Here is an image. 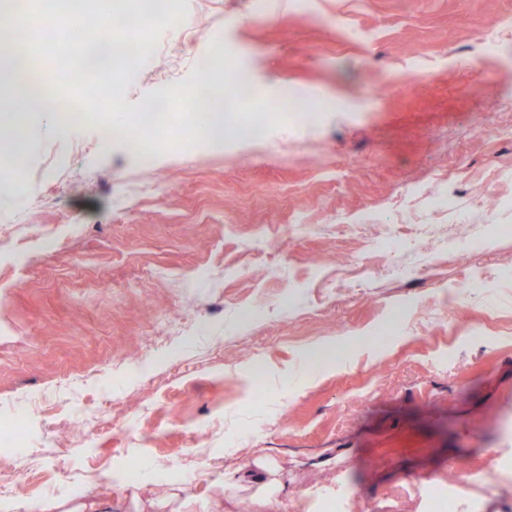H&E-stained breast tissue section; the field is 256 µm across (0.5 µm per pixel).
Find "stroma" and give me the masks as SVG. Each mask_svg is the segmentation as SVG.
Wrapping results in <instances>:
<instances>
[{
  "label": "stroma",
  "mask_w": 512,
  "mask_h": 512,
  "mask_svg": "<svg viewBox=\"0 0 512 512\" xmlns=\"http://www.w3.org/2000/svg\"><path fill=\"white\" fill-rule=\"evenodd\" d=\"M217 2L192 40L168 30L124 68L112 120L184 106L219 45L257 88L235 118L265 111L266 140L147 163L95 124L39 117L21 185L0 183V341L16 351L0 424L32 423L23 455L0 453L17 484L0 512H71L79 482L112 512H240L255 485L221 488L258 458L279 481L272 512H317L313 489L343 473L345 512H426L461 463L483 475L469 512H512V139L484 136L512 126V0ZM477 57L496 83L476 80ZM298 97L313 124L279 109ZM384 228L437 263L396 276L370 245ZM480 272L494 295L449 304ZM183 315L202 332L155 339ZM308 348L330 357L306 367ZM87 406L93 434L47 433Z\"/></svg>",
  "instance_id": "1"
}]
</instances>
